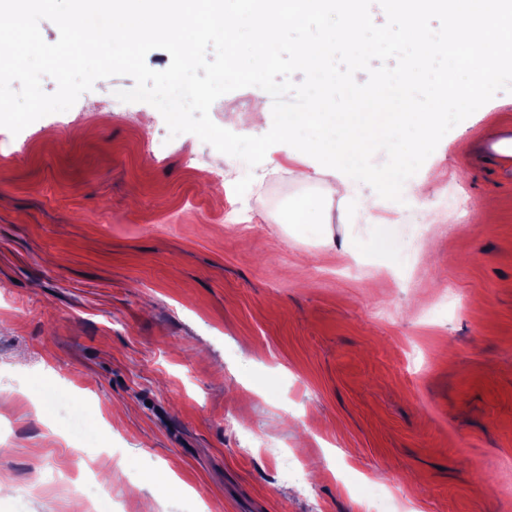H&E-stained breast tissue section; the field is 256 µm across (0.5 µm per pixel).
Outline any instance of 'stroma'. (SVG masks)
Segmentation results:
<instances>
[{
  "label": "stroma",
  "instance_id": "35a3bbf8",
  "mask_svg": "<svg viewBox=\"0 0 512 512\" xmlns=\"http://www.w3.org/2000/svg\"><path fill=\"white\" fill-rule=\"evenodd\" d=\"M133 85L0 128V512H69L95 474L123 499L96 512H142L137 486L157 512H512V159L487 117L442 138L429 194L333 199L329 248L278 213L325 189L318 161L302 182L289 145L251 169L170 137Z\"/></svg>",
  "mask_w": 512,
  "mask_h": 512
}]
</instances>
